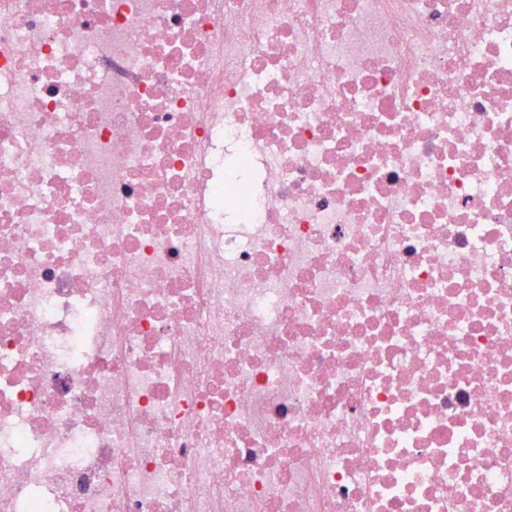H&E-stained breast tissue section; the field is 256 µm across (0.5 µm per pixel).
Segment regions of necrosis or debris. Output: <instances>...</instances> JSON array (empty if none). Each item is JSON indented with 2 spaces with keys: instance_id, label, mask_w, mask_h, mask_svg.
<instances>
[{
  "instance_id": "1",
  "label": "necrosis or debris",
  "mask_w": 512,
  "mask_h": 512,
  "mask_svg": "<svg viewBox=\"0 0 512 512\" xmlns=\"http://www.w3.org/2000/svg\"><path fill=\"white\" fill-rule=\"evenodd\" d=\"M0 512H512V0H0Z\"/></svg>"
}]
</instances>
